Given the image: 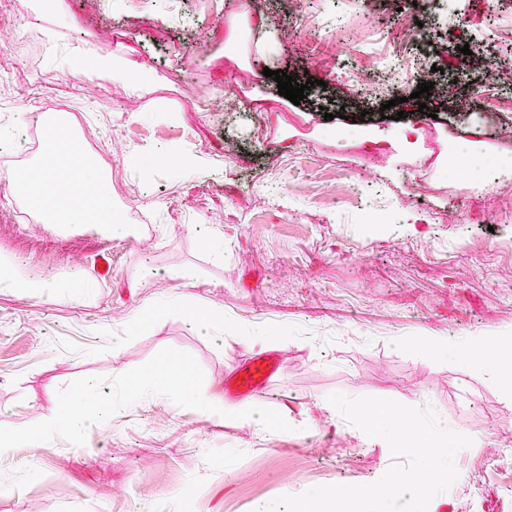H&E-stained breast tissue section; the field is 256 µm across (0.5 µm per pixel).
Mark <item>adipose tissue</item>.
Listing matches in <instances>:
<instances>
[{
    "label": "adipose tissue",
    "mask_w": 512,
    "mask_h": 512,
    "mask_svg": "<svg viewBox=\"0 0 512 512\" xmlns=\"http://www.w3.org/2000/svg\"><path fill=\"white\" fill-rule=\"evenodd\" d=\"M71 74H98L129 83L143 91H152V81L139 73L134 66L122 58H98L87 60L78 54L70 69ZM48 146L38 158L35 168L42 176L46 202L40 210L47 224H98L110 231H121V221L112 208L110 177L99 170L95 161L87 159L85 153L75 151L73 136L61 135L58 122H48ZM69 169L89 191L85 198L74 201L66 210H58L49 203L50 198L60 192L56 174L60 169ZM76 277L40 279L29 278L12 270L8 259L0 258V286L6 288H29L35 296L53 302L65 289L75 287ZM421 345L428 351L449 355L463 362L471 370L492 374L506 392L512 393V335L471 337L455 340L448 337L428 336Z\"/></svg>",
    "instance_id": "adipose-tissue-1"
}]
</instances>
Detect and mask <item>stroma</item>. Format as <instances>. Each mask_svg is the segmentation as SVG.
<instances>
[{
	"label": "stroma",
	"mask_w": 512,
	"mask_h": 512,
	"mask_svg": "<svg viewBox=\"0 0 512 512\" xmlns=\"http://www.w3.org/2000/svg\"><path fill=\"white\" fill-rule=\"evenodd\" d=\"M19 2L18 27L0 28V143L33 163L47 120L64 119L110 171L127 232L43 223L0 154V257L83 277L101 247L112 253L111 278L70 299L0 287V427L53 417L59 388L166 347L191 353L205 391L223 393L225 373L255 356L251 339L279 328L283 378L262 401L294 430L271 435L166 398L133 405L90 426L84 445L57 437L0 453V512H260L314 486L375 482L394 458L342 419L333 393L430 406L447 428L479 432L428 512H512V395L392 344L512 334V143L492 122L507 94L473 62L488 42L512 58V0H457L452 13L444 0H181L178 24L170 0ZM301 28L314 38L294 41ZM76 46L129 60L155 79L153 96L66 76ZM395 64L378 95L354 76ZM433 65L450 98L414 99L417 67ZM267 68L315 85L293 104ZM228 90L232 119L201 108ZM452 139L509 161L450 174ZM168 147L197 168L144 178ZM186 305L219 315L222 340L198 335Z\"/></svg>",
	"instance_id": "obj_1"
}]
</instances>
